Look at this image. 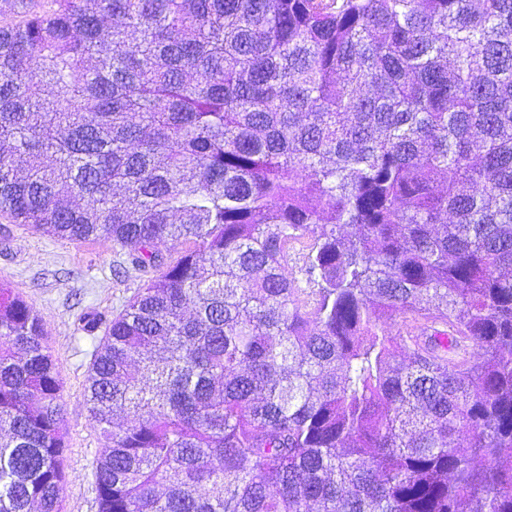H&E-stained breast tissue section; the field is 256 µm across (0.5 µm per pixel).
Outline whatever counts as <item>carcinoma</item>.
<instances>
[{"instance_id":"1","label":"carcinoma","mask_w":512,"mask_h":512,"mask_svg":"<svg viewBox=\"0 0 512 512\" xmlns=\"http://www.w3.org/2000/svg\"><path fill=\"white\" fill-rule=\"evenodd\" d=\"M5 4L0 213L146 275L98 512H512V0ZM64 448L0 282V512H61ZM308 248L306 243H295L288 249V264L285 271L289 279L295 281L298 288H314L313 284L307 281L305 275V264L307 260ZM309 291V289L307 290Z\"/></svg>"}]
</instances>
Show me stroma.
<instances>
[{
    "mask_svg": "<svg viewBox=\"0 0 512 512\" xmlns=\"http://www.w3.org/2000/svg\"><path fill=\"white\" fill-rule=\"evenodd\" d=\"M43 316L62 380L65 404L62 512H97L94 460L101 439L84 402V387L101 333L83 317L118 315L144 283L108 241L72 242L0 215V281Z\"/></svg>",
    "mask_w": 512,
    "mask_h": 512,
    "instance_id": "stroma-1",
    "label": "stroma"
}]
</instances>
